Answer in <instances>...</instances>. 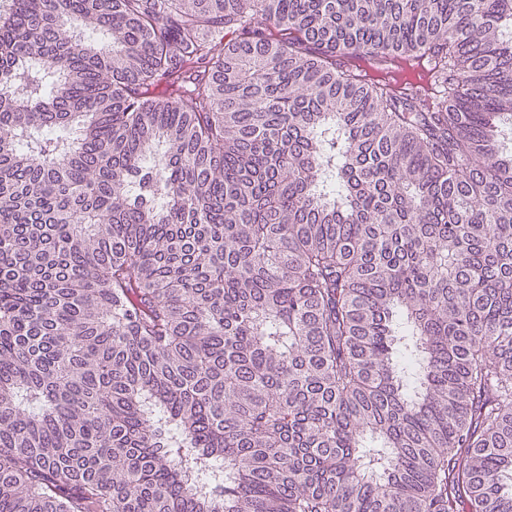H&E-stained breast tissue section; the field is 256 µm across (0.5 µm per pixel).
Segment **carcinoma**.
<instances>
[{
    "label": "carcinoma",
    "instance_id": "carcinoma-1",
    "mask_svg": "<svg viewBox=\"0 0 512 512\" xmlns=\"http://www.w3.org/2000/svg\"><path fill=\"white\" fill-rule=\"evenodd\" d=\"M510 28L10 0L0 512H512Z\"/></svg>",
    "mask_w": 512,
    "mask_h": 512
}]
</instances>
